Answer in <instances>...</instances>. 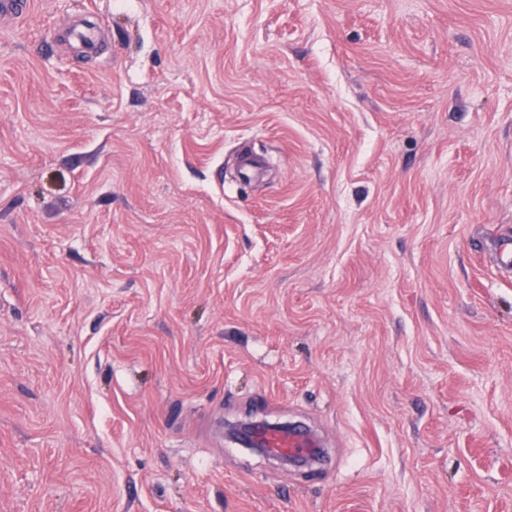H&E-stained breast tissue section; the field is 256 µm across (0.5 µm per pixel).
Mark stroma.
I'll return each mask as SVG.
<instances>
[{
    "label": "stroma",
    "mask_w": 512,
    "mask_h": 512,
    "mask_svg": "<svg viewBox=\"0 0 512 512\" xmlns=\"http://www.w3.org/2000/svg\"><path fill=\"white\" fill-rule=\"evenodd\" d=\"M509 238L512 0H34L0 25V512H512ZM261 419L328 465L230 441ZM68 36L87 46L93 47L100 39V28L95 24L78 20L68 30Z\"/></svg>",
    "instance_id": "35a3bbf8"
}]
</instances>
